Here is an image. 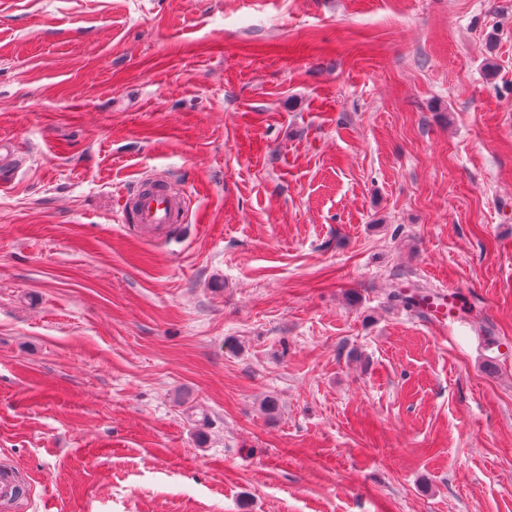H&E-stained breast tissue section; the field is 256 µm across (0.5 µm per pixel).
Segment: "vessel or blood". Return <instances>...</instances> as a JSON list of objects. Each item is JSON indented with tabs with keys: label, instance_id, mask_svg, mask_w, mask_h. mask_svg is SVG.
I'll use <instances>...</instances> for the list:
<instances>
[{
	"label": "vessel or blood",
	"instance_id": "obj_1",
	"mask_svg": "<svg viewBox=\"0 0 512 512\" xmlns=\"http://www.w3.org/2000/svg\"><path fill=\"white\" fill-rule=\"evenodd\" d=\"M122 211L140 234L162 237L185 223L186 194L166 179L151 177L124 196ZM425 306L432 320L443 323L453 319L456 299L439 295L427 300Z\"/></svg>",
	"mask_w": 512,
	"mask_h": 512
}]
</instances>
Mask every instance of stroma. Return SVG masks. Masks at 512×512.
<instances>
[{
	"mask_svg": "<svg viewBox=\"0 0 512 512\" xmlns=\"http://www.w3.org/2000/svg\"><path fill=\"white\" fill-rule=\"evenodd\" d=\"M0 143L20 512H512V0H0ZM122 211L140 234L167 236L186 223V193L166 179L151 177L123 196ZM456 291H448V295L442 293L425 302V306L432 320L445 323L454 318L456 309ZM446 296L448 299H446Z\"/></svg>",
	"mask_w": 512,
	"mask_h": 512,
	"instance_id": "1",
	"label": "stroma"
}]
</instances>
